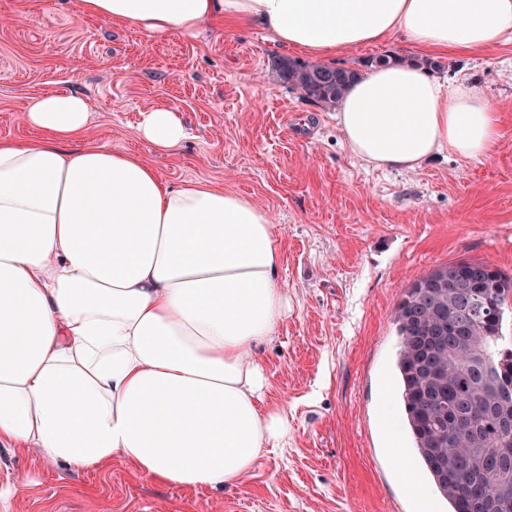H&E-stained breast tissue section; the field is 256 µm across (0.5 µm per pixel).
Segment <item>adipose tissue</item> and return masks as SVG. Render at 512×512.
<instances>
[{"instance_id":"1","label":"adipose tissue","mask_w":512,"mask_h":512,"mask_svg":"<svg viewBox=\"0 0 512 512\" xmlns=\"http://www.w3.org/2000/svg\"><path fill=\"white\" fill-rule=\"evenodd\" d=\"M81 12L158 35L216 22L329 59L394 38L467 54L512 41V0H81ZM37 138L0 139V448L75 469L121 457L183 488L231 489L288 439L262 406L259 346L288 311L268 212L204 183L175 187L120 148L68 149L90 108L49 94L21 113ZM336 124L368 166L413 171L442 149L490 153L497 112L477 86L416 61L346 91ZM160 151L177 111H144Z\"/></svg>"}]
</instances>
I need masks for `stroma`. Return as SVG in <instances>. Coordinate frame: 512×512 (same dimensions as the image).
I'll use <instances>...</instances> for the list:
<instances>
[{"instance_id":"stroma-1","label":"stroma","mask_w":512,"mask_h":512,"mask_svg":"<svg viewBox=\"0 0 512 512\" xmlns=\"http://www.w3.org/2000/svg\"><path fill=\"white\" fill-rule=\"evenodd\" d=\"M422 60L398 40L333 58ZM286 54L265 34L223 25L147 34L82 16L79 0H0V138H35L19 114L31 100L77 92L90 105L86 144L139 155L167 181H206L265 208L281 248L288 313L258 360L264 403L288 412L284 447L233 490L158 483L122 458L73 469L35 452H0V483L38 484L11 512H447L411 453L393 373L392 315L403 290L458 260L512 277V43L434 58L427 72L473 79L500 116L479 160L446 150L414 171L378 170L347 149L331 105L278 77ZM168 107L190 136L174 153L138 135L142 111ZM407 451L426 499L410 493L390 440Z\"/></svg>"}]
</instances>
